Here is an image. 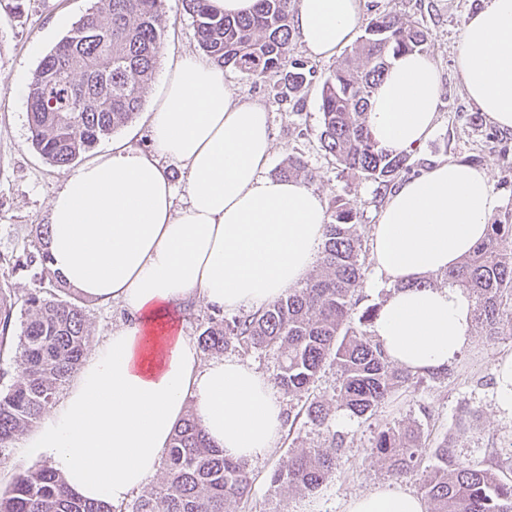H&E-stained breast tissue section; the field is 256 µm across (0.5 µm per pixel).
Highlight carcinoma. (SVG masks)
<instances>
[{"instance_id": "1", "label": "carcinoma", "mask_w": 512, "mask_h": 512, "mask_svg": "<svg viewBox=\"0 0 512 512\" xmlns=\"http://www.w3.org/2000/svg\"><path fill=\"white\" fill-rule=\"evenodd\" d=\"M166 0H97L47 52L29 87L32 146L50 164L68 167L106 137L131 122L142 106L162 37ZM195 25L202 51L214 61L255 80L278 74L288 91L314 71L292 55V20L299 0H257L252 14L228 18L208 0H180ZM429 32L392 15L371 19L355 50L321 85V143L341 167L384 186L408 169L405 154L378 147L367 124L372 94L396 57L426 53ZM286 178H312L305 162L291 157ZM357 209L337 198L328 208L321 250L323 273L253 313L210 317L198 336L205 353L273 349L278 353L274 386L305 399L308 423L330 430L334 410L370 420L401 384L417 377L398 370L363 327L377 314L355 316L352 297L363 280L362 243L355 233ZM475 302L474 322L488 336H512V211L488 224L487 236L457 266L443 274ZM20 333L12 335V306L0 305V354L10 355L19 379L0 389V465L28 427L55 403L77 372L90 342L85 307L53 290L23 299ZM340 373L337 394L321 399L313 386L326 364ZM344 438L334 431L326 448H303L271 474V483L302 493L317 491L336 465ZM426 450L422 432L386 424L373 453L397 479L418 474ZM436 463L420 475L428 512H512V479L471 465L443 441L432 449ZM163 481L125 509L77 497L51 465L17 475L0 494V512H224L228 499L246 503L252 477L242 460L224 457L193 415L174 431L162 460Z\"/></svg>"}]
</instances>
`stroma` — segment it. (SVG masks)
I'll return each instance as SVG.
<instances>
[{"mask_svg":"<svg viewBox=\"0 0 512 512\" xmlns=\"http://www.w3.org/2000/svg\"><path fill=\"white\" fill-rule=\"evenodd\" d=\"M95 0H21L20 10L0 6V288L21 299L39 288L55 285L41 264L12 267L14 259H26L44 251L35 225L45 223L48 203L68 171L50 165L31 145L28 101L11 93L13 81L30 73L40 58L33 46L50 50L92 7ZM484 0H364L363 15L395 14L428 30L430 54L441 74L442 96L433 135L410 153L409 168L400 180L419 176L440 160L469 163L487 170L500 209L512 208V132L500 130L466 96L456 70L460 35L468 15L482 9ZM191 17L179 0H167L165 33L158 69L170 58L200 54ZM335 59L313 61L315 74L300 91L284 89L278 78L258 81L233 68H225L224 80L242 100L262 104L270 115L273 148L268 176H277L288 158L304 160L313 177L307 185L331 200L341 196L353 201L359 212L355 231L363 241L364 278L354 296L356 312L381 308L392 292L378 278L370 263L372 224L391 193L390 188L339 167L320 141L321 83L335 67ZM161 89L160 77L148 84L139 114L132 123L100 140L96 152L123 142L147 150L150 109ZM512 354V337L474 333L471 342L451 366L448 379L410 380L400 386L381 408L377 419L350 416L332 419V429L344 434L346 443L336 467L316 492L303 494L271 485L272 472L289 455L303 448H324L328 432L299 416L298 399L280 396L284 412L293 413V424L284 425L273 448L250 461L252 493L247 503L228 501L226 512H344L352 497L390 483L386 465L371 446L380 425L400 423L420 426L428 447L442 440L454 442L460 457L479 466L512 462V417L496 403L494 368L501 357ZM477 418L463 436H456V420L463 409ZM331 429V430H332Z\"/></svg>","mask_w":512,"mask_h":512,"instance_id":"obj_1","label":"stroma"}]
</instances>
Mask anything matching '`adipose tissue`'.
<instances>
[{"label":"adipose tissue","instance_id":"adipose-tissue-1","mask_svg":"<svg viewBox=\"0 0 512 512\" xmlns=\"http://www.w3.org/2000/svg\"><path fill=\"white\" fill-rule=\"evenodd\" d=\"M361 19L362 0H299L293 26L307 55L324 59L352 40ZM456 69L480 111L512 130V0H485L467 17ZM440 97L430 54L396 59L367 113L379 147L402 154L425 142ZM150 134L152 151L113 146L69 174L49 201V267L84 296L121 303L128 320L95 345L24 443L77 495L115 505L154 475L186 411L227 458L251 460L273 447L283 418L272 383L235 357L203 362L179 313L191 300L224 312L284 296L314 264L328 221L322 196L266 175L269 114L236 99L210 58L171 59ZM172 165L187 173L180 196ZM498 205L486 170L450 161L388 197L371 229V259L393 292L373 335L394 365L434 372L470 342L473 299L428 280L485 238ZM345 512L426 505L384 485L351 498Z\"/></svg>","mask_w":512,"mask_h":512}]
</instances>
